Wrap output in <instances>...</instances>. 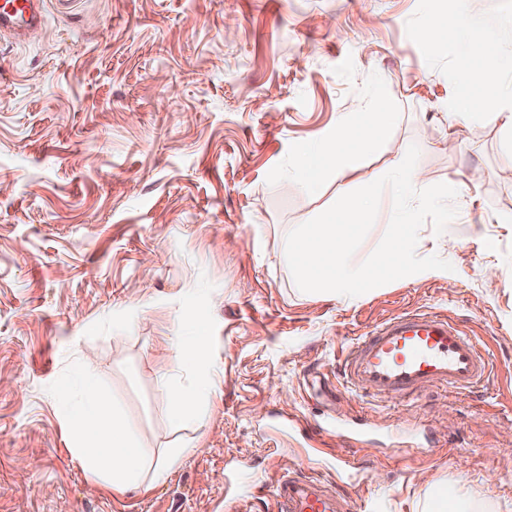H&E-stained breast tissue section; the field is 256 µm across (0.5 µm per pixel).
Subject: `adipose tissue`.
<instances>
[{"label":"adipose tissue","instance_id":"ef3b65f1","mask_svg":"<svg viewBox=\"0 0 512 512\" xmlns=\"http://www.w3.org/2000/svg\"><path fill=\"white\" fill-rule=\"evenodd\" d=\"M166 386L169 404L166 420L171 427L202 424L201 402L210 395L215 380L202 372L186 390L169 385L168 374L159 377ZM73 452L86 476L117 493L146 492L164 484L189 453L186 444L153 453L143 448L131 432L123 413L100 395L91 376H84L75 403L67 410Z\"/></svg>","mask_w":512,"mask_h":512}]
</instances>
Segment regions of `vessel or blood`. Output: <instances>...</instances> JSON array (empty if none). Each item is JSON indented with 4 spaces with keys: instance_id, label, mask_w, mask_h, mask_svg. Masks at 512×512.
Wrapping results in <instances>:
<instances>
[{
    "instance_id": "vessel-or-blood-1",
    "label": "vessel or blood",
    "mask_w": 512,
    "mask_h": 512,
    "mask_svg": "<svg viewBox=\"0 0 512 512\" xmlns=\"http://www.w3.org/2000/svg\"><path fill=\"white\" fill-rule=\"evenodd\" d=\"M42 0H0V30L22 35L39 25ZM347 392L405 402L431 387L466 391L485 381L492 364L479 343L447 317L411 311L374 325L341 352ZM274 512H353L351 497L300 472L271 484Z\"/></svg>"
}]
</instances>
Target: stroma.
Masks as SVG:
<instances>
[{
    "instance_id": "obj_1",
    "label": "stroma",
    "mask_w": 512,
    "mask_h": 512,
    "mask_svg": "<svg viewBox=\"0 0 512 512\" xmlns=\"http://www.w3.org/2000/svg\"><path fill=\"white\" fill-rule=\"evenodd\" d=\"M44 2L41 27L0 35V512H225L237 463L262 479L251 512L287 472L341 491L335 418L381 430L357 455L362 510L422 512L442 485L466 512H512V130L489 76L512 57V0ZM344 117L378 139L353 164ZM330 140L338 163L309 190L298 153ZM413 143L419 188L458 191L456 218L440 235L424 223L416 247L452 271L350 304L301 292L287 234ZM411 310L463 324L489 380L400 405L346 392L344 343ZM195 324L218 387L204 424L176 431L156 378L194 381L169 349ZM85 372L143 448L195 443L166 484L86 478L62 413ZM395 425L431 445L395 451Z\"/></svg>"
}]
</instances>
